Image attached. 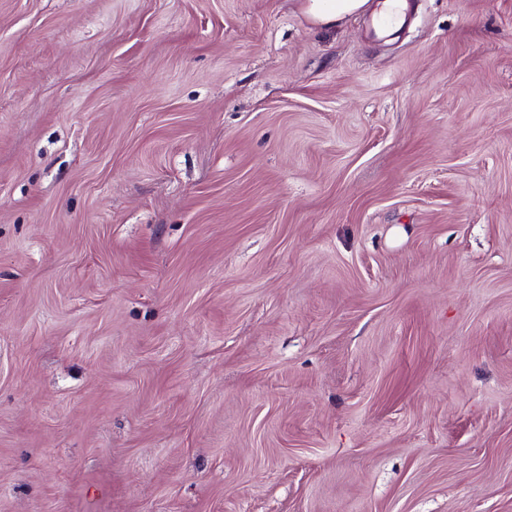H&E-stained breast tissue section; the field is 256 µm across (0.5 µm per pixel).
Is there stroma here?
<instances>
[{
    "instance_id": "35a3bbf8",
    "label": "stroma",
    "mask_w": 512,
    "mask_h": 512,
    "mask_svg": "<svg viewBox=\"0 0 512 512\" xmlns=\"http://www.w3.org/2000/svg\"><path fill=\"white\" fill-rule=\"evenodd\" d=\"M0 0V512H512V0ZM369 0H306L304 12L317 25H331L364 11Z\"/></svg>"
}]
</instances>
